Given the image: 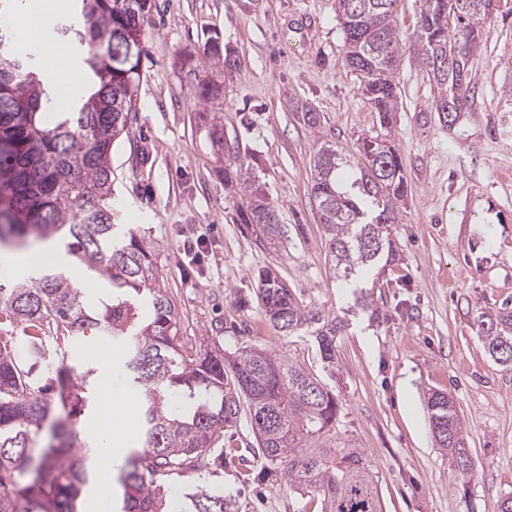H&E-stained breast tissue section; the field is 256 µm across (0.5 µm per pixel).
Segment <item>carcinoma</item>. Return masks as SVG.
Segmentation results:
<instances>
[{"instance_id": "obj_1", "label": "carcinoma", "mask_w": 512, "mask_h": 512, "mask_svg": "<svg viewBox=\"0 0 512 512\" xmlns=\"http://www.w3.org/2000/svg\"><path fill=\"white\" fill-rule=\"evenodd\" d=\"M397 0H336L344 37V62L377 112L386 134L363 138L355 156L328 142L314 153L312 195L318 204L334 278L346 288L370 266L397 260L390 232L398 203L407 195L402 155L391 135L403 45ZM451 0H422L415 42L432 93V110L468 103L472 57L482 41L491 0L470 8L448 26ZM54 33L67 41L85 74L84 98L59 112L40 79L36 52L22 44L9 21L13 0H0V33L10 39L8 61L0 59V242L66 237L77 257L111 294L96 301L70 280L47 273L30 281L0 282V512H79L86 482V441L72 420L96 409L93 360L76 371L69 364L78 338L94 329L125 344L129 384L144 392L137 419L140 447L124 457L118 482L121 512H165V482L205 462L224 431L249 421L258 453L288 489L317 503V512H381L373 472L351 448L311 450L334 429L339 412L327 379L336 377V339L343 320L300 302L276 273L259 274L258 295L274 330L312 342L320 371L296 359L246 342L233 351L217 340L187 348L179 339L174 304L160 286L152 248L135 234L113 241L112 210L100 204L112 195V145L129 133L141 77L143 26L151 0H73ZM460 53L451 74L436 73V60L452 44ZM133 52H128V48ZM213 144L237 162L224 181L244 186L240 221L259 245L282 234L275 207L252 179L238 143L224 146L215 124ZM477 325L486 352L512 364V311L482 312ZM431 432L457 470L474 464L463 422L452 398L428 399ZM53 443L32 463L28 448L45 424ZM222 490L196 487L182 512H230Z\"/></svg>"}]
</instances>
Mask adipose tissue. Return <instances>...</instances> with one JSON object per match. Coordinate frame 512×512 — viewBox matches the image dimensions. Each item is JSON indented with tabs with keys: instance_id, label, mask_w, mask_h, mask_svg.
Segmentation results:
<instances>
[{
	"instance_id": "adipose-tissue-1",
	"label": "adipose tissue",
	"mask_w": 512,
	"mask_h": 512,
	"mask_svg": "<svg viewBox=\"0 0 512 512\" xmlns=\"http://www.w3.org/2000/svg\"><path fill=\"white\" fill-rule=\"evenodd\" d=\"M70 9L71 0H15L14 13L17 20L23 23L25 38L39 43L41 74L45 83L57 85L60 74H67L72 92L79 95L84 90L80 71L71 63L64 42L51 35L57 20ZM40 262L62 270L69 267L66 256L50 241L27 252L0 250V266L15 274ZM134 427V400L123 395L113 397L111 409L105 411L95 423L92 436L99 441L107 456L100 468L97 494L99 503L104 504L111 500L112 472L125 454L124 449L115 446L113 436L117 433H131Z\"/></svg>"
}]
</instances>
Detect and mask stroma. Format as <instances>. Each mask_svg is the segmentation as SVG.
Listing matches in <instances>:
<instances>
[{"label":"stroma","instance_id":"35a3bbf8","mask_svg":"<svg viewBox=\"0 0 512 512\" xmlns=\"http://www.w3.org/2000/svg\"><path fill=\"white\" fill-rule=\"evenodd\" d=\"M145 24L142 78L129 134L112 148V211L154 250L183 343L249 341L315 364L310 342L278 338L256 297L270 269L303 304L348 323L337 339L340 400L329 448L369 462L382 512H499L512 493V365L486 353L479 312L512 310V0H498L470 72V107L440 123L417 60L421 0H399L403 59L396 74L395 142L407 196L391 232L399 259L374 278L370 309L329 268L311 157L381 134L378 115L344 63L336 0H155ZM237 58L235 69L225 56ZM224 84L204 101L200 79ZM319 112L304 125L298 105ZM241 155L286 232L257 246L238 221L245 200L219 171L212 123ZM450 394L474 463L462 475L432 438L427 401ZM235 466L169 481L173 503L197 485L223 490L236 512H307L251 450L247 423L225 431Z\"/></svg>","mask_w":512,"mask_h":512}]
</instances>
